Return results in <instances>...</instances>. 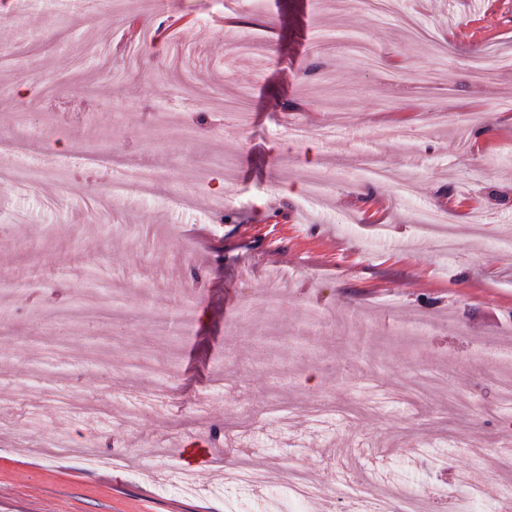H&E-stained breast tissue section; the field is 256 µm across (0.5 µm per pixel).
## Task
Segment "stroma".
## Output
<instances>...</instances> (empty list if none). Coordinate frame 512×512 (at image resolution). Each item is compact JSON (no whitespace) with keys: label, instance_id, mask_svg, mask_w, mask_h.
Returning a JSON list of instances; mask_svg holds the SVG:
<instances>
[{"label":"stroma","instance_id":"35a3bbf8","mask_svg":"<svg viewBox=\"0 0 512 512\" xmlns=\"http://www.w3.org/2000/svg\"><path fill=\"white\" fill-rule=\"evenodd\" d=\"M164 12L196 24L130 38ZM1 136L44 150L0 157V368L68 359L49 392L0 382V512H346L370 473L438 492L470 472L493 512L512 488L488 466L512 435V0H0ZM104 145L156 193L113 201ZM56 388L102 419L61 415ZM294 472L322 497L290 499Z\"/></svg>","mask_w":512,"mask_h":512}]
</instances>
